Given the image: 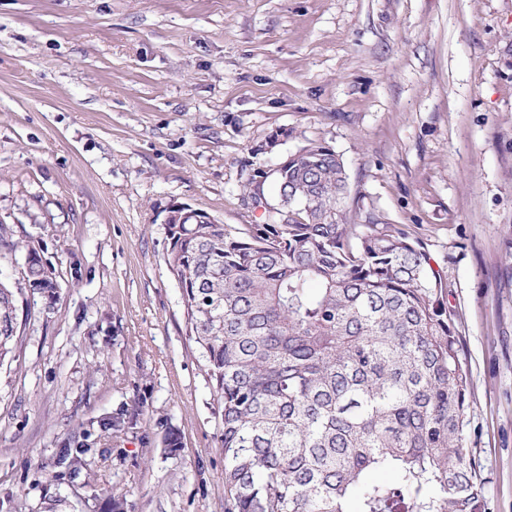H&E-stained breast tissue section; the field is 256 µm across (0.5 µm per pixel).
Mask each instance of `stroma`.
<instances>
[{"instance_id":"1","label":"stroma","mask_w":512,"mask_h":512,"mask_svg":"<svg viewBox=\"0 0 512 512\" xmlns=\"http://www.w3.org/2000/svg\"><path fill=\"white\" fill-rule=\"evenodd\" d=\"M311 141L345 164V220L446 276L466 446L485 512H512V0H0V279L34 247L58 284L20 297L0 365V512H224L164 220L264 223L247 186Z\"/></svg>"}]
</instances>
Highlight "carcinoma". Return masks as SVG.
I'll use <instances>...</instances> for the list:
<instances>
[{
	"label": "carcinoma",
	"mask_w": 512,
	"mask_h": 512,
	"mask_svg": "<svg viewBox=\"0 0 512 512\" xmlns=\"http://www.w3.org/2000/svg\"><path fill=\"white\" fill-rule=\"evenodd\" d=\"M271 176L264 224L166 225L219 407L224 512H349L353 498L357 512H484L464 443L471 375L428 252L392 224L344 222V164L321 142ZM56 289L33 250L22 280L0 281V364L17 297ZM86 452L68 441L57 465L75 472Z\"/></svg>",
	"instance_id": "obj_1"
}]
</instances>
